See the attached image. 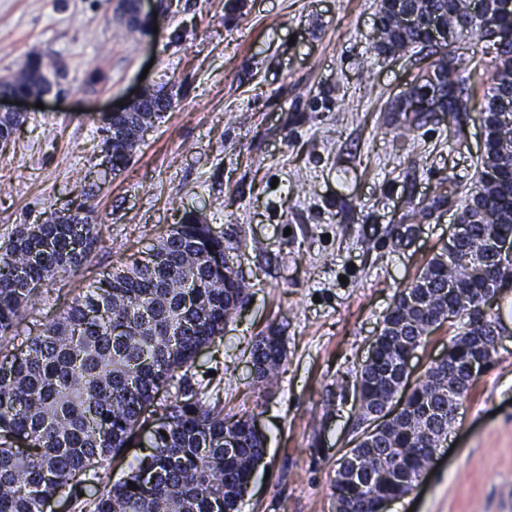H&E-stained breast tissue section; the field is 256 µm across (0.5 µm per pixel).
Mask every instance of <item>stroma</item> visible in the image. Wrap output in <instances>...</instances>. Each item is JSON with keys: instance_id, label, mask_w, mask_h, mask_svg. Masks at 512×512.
<instances>
[{"instance_id": "stroma-1", "label": "stroma", "mask_w": 512, "mask_h": 512, "mask_svg": "<svg viewBox=\"0 0 512 512\" xmlns=\"http://www.w3.org/2000/svg\"><path fill=\"white\" fill-rule=\"evenodd\" d=\"M167 3L142 33L118 0H0V77L33 50L64 69L55 96L0 143V241L79 196L103 227L82 269L45 282L13 343L42 333L58 290L86 287L201 216L251 284L187 372L225 412L248 409L265 438L238 512H333L336 463L358 431L355 373L479 179L495 49L475 38L379 53L381 0ZM448 54L467 78L466 110L407 125L398 96ZM163 83L179 86L177 109L110 172L105 111ZM270 328L287 358L263 386L249 350ZM404 501L406 512H512V335Z\"/></svg>"}]
</instances>
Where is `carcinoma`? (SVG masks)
<instances>
[{
	"label": "carcinoma",
	"mask_w": 512,
	"mask_h": 512,
	"mask_svg": "<svg viewBox=\"0 0 512 512\" xmlns=\"http://www.w3.org/2000/svg\"><path fill=\"white\" fill-rule=\"evenodd\" d=\"M401 9L419 23L403 27L392 11H379L381 53L426 45L425 24L436 19L448 43L501 32L492 85L485 95L483 171L462 204L468 233L431 257L396 297L382 321L375 357L356 372L364 382L357 421L361 431L393 399L403 401L367 441L338 460L330 496L336 512H380L382 503L408 494L448 436L452 407L473 385L469 364L477 353H495L492 331L469 325L451 336L446 356L415 381L402 372L410 351L448 319L482 314L490 296L487 279L508 257L493 249L500 232L512 230V0H486L473 16L464 0H404ZM62 70L48 71L33 51L25 68L0 90L39 92L58 84ZM455 58L423 70L399 97L402 112H458L464 101ZM178 104L165 86L145 91L130 111L106 119L102 131L111 169L128 166L141 132ZM24 114H0V142H7ZM101 238L85 204L52 212L39 224H21L0 243V340L27 316L39 286L79 270ZM221 236L190 215L131 264L96 281L65 304L59 317L26 348L0 356V512H42L57 494L78 496L91 481L98 495L85 512H238L264 457V439L251 430L253 415L224 417L206 403L182 369L198 350L223 335L241 290L225 273ZM258 382L267 385L286 359L282 338L258 337L250 352ZM178 385L180 397L164 406L150 431V452L112 481L105 458L124 452L160 390ZM166 435H161L160 431Z\"/></svg>",
	"instance_id": "cac0c4a2"
}]
</instances>
